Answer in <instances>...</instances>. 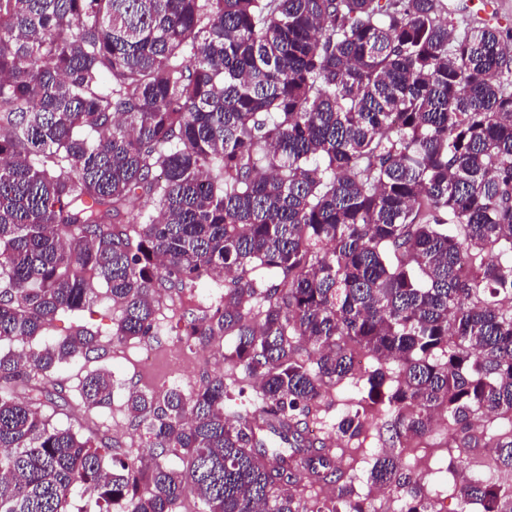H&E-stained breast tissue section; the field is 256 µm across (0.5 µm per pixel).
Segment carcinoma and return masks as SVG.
Here are the masks:
<instances>
[{"label": "carcinoma", "mask_w": 512, "mask_h": 512, "mask_svg": "<svg viewBox=\"0 0 512 512\" xmlns=\"http://www.w3.org/2000/svg\"><path fill=\"white\" fill-rule=\"evenodd\" d=\"M448 0H0V512H377L342 444L381 414L390 447L448 417L512 471V53L495 18ZM155 201L153 213L130 204ZM231 274L186 335L260 381L129 393L146 457L119 456L12 386L100 349L43 343L106 286L112 335L156 333L159 303ZM377 367L357 377L358 356ZM360 384L336 447L309 423ZM112 373L79 398L112 406ZM187 457L179 469L168 457ZM333 487L308 501L304 478ZM372 490L437 512L422 473L378 456ZM478 512L512 484L454 483Z\"/></svg>", "instance_id": "cac0c4a2"}]
</instances>
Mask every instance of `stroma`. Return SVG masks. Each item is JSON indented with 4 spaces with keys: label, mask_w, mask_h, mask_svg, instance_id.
Listing matches in <instances>:
<instances>
[{
    "label": "stroma",
    "mask_w": 512,
    "mask_h": 512,
    "mask_svg": "<svg viewBox=\"0 0 512 512\" xmlns=\"http://www.w3.org/2000/svg\"><path fill=\"white\" fill-rule=\"evenodd\" d=\"M220 291L214 281L208 280L186 290L175 301L167 302L159 311L160 328L157 336L141 341L119 340L112 335V321L118 315L110 299L99 298L92 311L80 316L59 317L45 333L52 340L68 334L76 325L82 324L98 332L106 354L89 361L79 359L56 372L53 376V394L56 403L44 406L43 412L50 416L54 425L69 427L81 436L111 442L120 452L137 453L145 444V435L135 423L127 409L129 390L160 394L176 387L189 393L201 385L207 376L220 373L231 383L229 399L224 402L226 414L242 417L256 408V384L244 371L225 360L227 340L220 339L202 346L194 340L180 336L178 324L182 315L200 314L202 308L210 306L219 297ZM153 354L152 364H145L146 354ZM100 367L111 370L115 380V392L111 408L88 410L77 398V385L88 372ZM358 396L354 380L348 379L331 392L332 405L319 414L314 429L324 442L336 438V421L345 413ZM448 440V429L437 423L430 436L412 442L399 449L403 467L429 468L425 480L436 501L438 512H461L462 505L444 476L435 475V468L444 466L443 448ZM386 431L372 429L363 442L348 445L347 451L355 459V483L361 491H368V472L377 454L388 450Z\"/></svg>",
    "instance_id": "35a3bbf8"
}]
</instances>
